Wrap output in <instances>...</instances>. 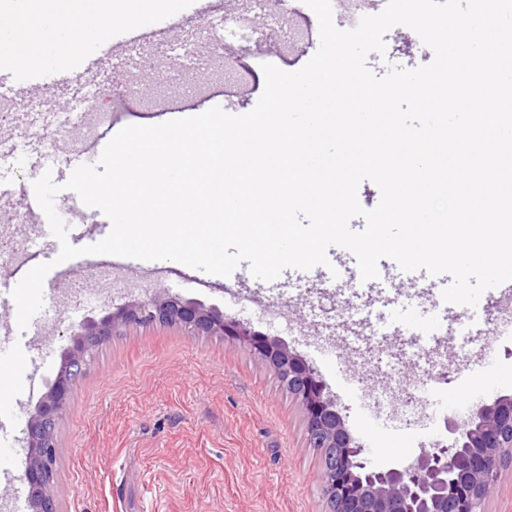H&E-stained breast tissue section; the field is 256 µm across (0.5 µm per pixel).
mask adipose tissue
Returning a JSON list of instances; mask_svg holds the SVG:
<instances>
[{
  "mask_svg": "<svg viewBox=\"0 0 512 512\" xmlns=\"http://www.w3.org/2000/svg\"><path fill=\"white\" fill-rule=\"evenodd\" d=\"M171 0H82L81 9H73L72 0H41L37 12L24 17L11 36L13 56L34 65L46 63L61 43L84 38L87 22L106 27L133 16L166 11Z\"/></svg>",
  "mask_w": 512,
  "mask_h": 512,
  "instance_id": "adipose-tissue-1",
  "label": "adipose tissue"
}]
</instances>
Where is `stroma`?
Returning <instances> with one entry per match:
<instances>
[{"instance_id":"1","label":"stroma","mask_w":512,"mask_h":512,"mask_svg":"<svg viewBox=\"0 0 512 512\" xmlns=\"http://www.w3.org/2000/svg\"><path fill=\"white\" fill-rule=\"evenodd\" d=\"M415 32L390 28L385 55L370 54L369 69L388 64L415 68L430 59L417 50ZM312 44L282 43L277 57L266 47L240 42L217 49L214 67L250 69L249 87L219 96H193L181 113L219 106L240 115L257 104L265 84L261 66L287 72L315 54ZM40 123V122H39ZM40 136L21 143L34 158L25 167L0 164V200L29 207L33 183L46 170ZM62 198L87 221L72 245L97 243L111 230L99 210L72 191ZM0 502L8 512H31L25 467V426L57 374L72 326L98 320L134 300L175 295L223 310L262 336L284 343L312 367L333 395L353 438L377 467L414 460L446 438V419L467 408L433 402V392L466 389L473 401L512 395V299L481 295L475 311L457 309L454 331L436 339L413 325L435 315L441 291L407 279L397 263L381 259L378 278L362 281L354 255L333 246L329 267L285 270L274 281L254 278L241 263L226 278L183 268L181 277L154 276V261L113 264L98 256L111 287H99L82 258L70 271L45 279L43 307L26 329L17 325L11 288L27 267L58 256L48 221L17 224L0 211ZM55 496L59 512H327L321 459L306 437L300 409L276 374L246 347L195 335L180 325L133 326L99 348L76 380L57 425Z\"/></svg>"}]
</instances>
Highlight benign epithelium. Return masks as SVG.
Here are the masks:
<instances>
[{
  "label": "benign epithelium",
  "instance_id": "7a95c632",
  "mask_svg": "<svg viewBox=\"0 0 512 512\" xmlns=\"http://www.w3.org/2000/svg\"><path fill=\"white\" fill-rule=\"evenodd\" d=\"M171 323L198 336H220L247 347L273 369L299 406L310 446L321 452L320 480L330 512H482L506 457H512V396L474 404L467 418L448 425V443L421 450L407 465L375 468L363 457L336 403L312 368L275 339L227 320L217 307L154 295L133 301L70 335L62 365L47 383L26 422L24 479L33 512H58L52 488L56 471V421L66 410L74 380L90 352L111 342L127 326Z\"/></svg>",
  "mask_w": 512,
  "mask_h": 512
}]
</instances>
